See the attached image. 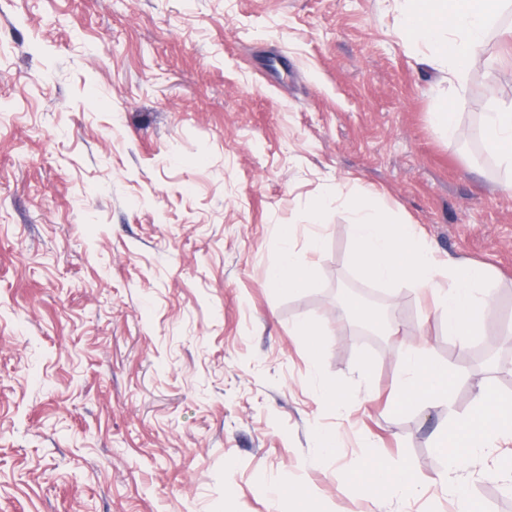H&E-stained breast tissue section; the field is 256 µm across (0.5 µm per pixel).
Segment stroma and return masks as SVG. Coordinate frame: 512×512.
<instances>
[{
  "label": "stroma",
  "mask_w": 512,
  "mask_h": 512,
  "mask_svg": "<svg viewBox=\"0 0 512 512\" xmlns=\"http://www.w3.org/2000/svg\"><path fill=\"white\" fill-rule=\"evenodd\" d=\"M397 20L392 0H0V512H293L275 479L306 512H458L463 490L512 512V446L446 489L436 449L478 389L512 399V172L481 135L512 100V13L496 69L459 86ZM365 187L438 256L491 268L467 346L430 290L355 266L336 198ZM285 224L309 278L278 293ZM341 288L396 333L342 323ZM408 349L456 370L451 406L396 408ZM372 459L415 494L358 492Z\"/></svg>",
  "instance_id": "1"
}]
</instances>
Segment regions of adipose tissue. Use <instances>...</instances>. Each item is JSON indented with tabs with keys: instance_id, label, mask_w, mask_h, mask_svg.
<instances>
[{
	"instance_id": "ef3b65f1",
	"label": "adipose tissue",
	"mask_w": 512,
	"mask_h": 512,
	"mask_svg": "<svg viewBox=\"0 0 512 512\" xmlns=\"http://www.w3.org/2000/svg\"><path fill=\"white\" fill-rule=\"evenodd\" d=\"M511 2L400 0L399 25L427 63L454 83L473 68L492 67L483 45L492 20ZM482 137L499 164L512 170V101H497L489 107L483 117ZM384 206V200L370 189L347 199L354 263L367 279H409L416 287L431 290L449 336L467 345L493 302L490 270L453 258L436 259L422 247L413 225L383 219ZM398 362L399 407H429L447 400L456 379L450 366L419 353L400 355ZM477 402L476 419L453 420L440 440L448 474L474 462L482 449L512 443V401L504 403L484 392ZM352 481L360 489L375 488L382 494L396 491L407 495L415 489L409 471H396L375 460L358 466Z\"/></svg>"
}]
</instances>
